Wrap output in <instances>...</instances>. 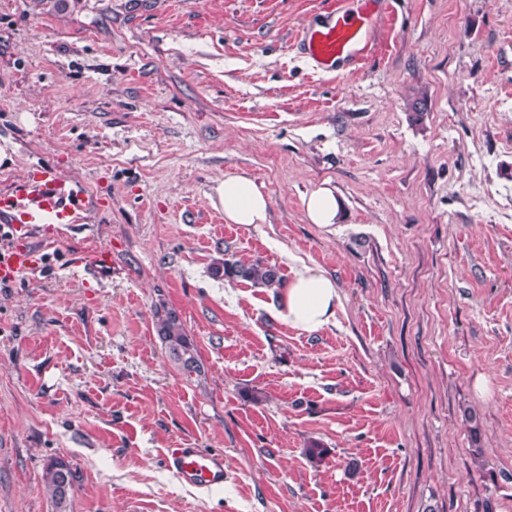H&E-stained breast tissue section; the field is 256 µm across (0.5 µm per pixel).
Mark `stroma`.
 I'll list each match as a JSON object with an SVG mask.
<instances>
[{
	"instance_id": "stroma-1",
	"label": "stroma",
	"mask_w": 512,
	"mask_h": 512,
	"mask_svg": "<svg viewBox=\"0 0 512 512\" xmlns=\"http://www.w3.org/2000/svg\"><path fill=\"white\" fill-rule=\"evenodd\" d=\"M332 2L0 0V193L47 167L91 201L0 283V512H52L55 458L69 512H512V0H391L325 72L296 41ZM233 174L268 223L212 205ZM324 185L332 231L302 205ZM96 249L101 284L73 265ZM226 255L328 274L334 319L288 325L277 292L212 276ZM171 448L223 453V485L181 483ZM210 200L214 207L224 210V220L229 224L250 227L269 221L270 201L247 175L224 177L215 187ZM154 317L157 335L167 349L170 360L187 376H201L204 365L179 314L174 309L156 308ZM68 480V485H63ZM43 481L46 491L51 499L54 512H69L70 498L73 494L75 483L77 482L76 472L70 464L62 459H53L46 466Z\"/></svg>"
}]
</instances>
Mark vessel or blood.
Masks as SVG:
<instances>
[{"label":"vessel or blood","instance_id":"obj_1","mask_svg":"<svg viewBox=\"0 0 512 512\" xmlns=\"http://www.w3.org/2000/svg\"><path fill=\"white\" fill-rule=\"evenodd\" d=\"M357 10H336L332 19L302 34V45L322 69L358 61L367 54L375 26L371 7L377 0H361ZM89 204L87 197L70 188L48 168H41L26 185L0 194V220L12 224L17 246L0 251V281H10L24 271L40 268V251L32 241L39 224H76ZM88 277L100 280L112 268L108 250L86 254L79 262ZM167 462L178 479L193 487H211L224 482V456L199 448L168 449Z\"/></svg>","mask_w":512,"mask_h":512}]
</instances>
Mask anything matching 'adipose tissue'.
Segmentation results:
<instances>
[{
	"label": "adipose tissue",
	"instance_id": "1",
	"mask_svg": "<svg viewBox=\"0 0 512 512\" xmlns=\"http://www.w3.org/2000/svg\"><path fill=\"white\" fill-rule=\"evenodd\" d=\"M230 224L251 226L269 221L270 201L247 175H230L210 197ZM339 300L335 281L312 267L299 271L279 298V313L291 326L314 332L328 325Z\"/></svg>",
	"mask_w": 512,
	"mask_h": 512
}]
</instances>
